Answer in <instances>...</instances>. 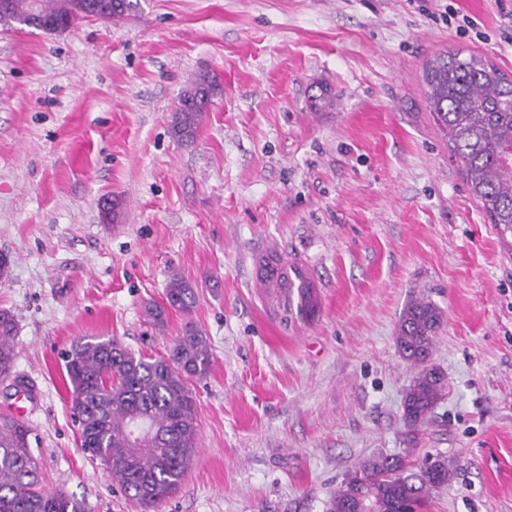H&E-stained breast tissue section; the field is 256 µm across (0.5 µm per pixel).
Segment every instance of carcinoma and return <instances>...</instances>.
Returning <instances> with one entry per match:
<instances>
[{
	"mask_svg": "<svg viewBox=\"0 0 512 512\" xmlns=\"http://www.w3.org/2000/svg\"><path fill=\"white\" fill-rule=\"evenodd\" d=\"M136 0H0V25H27L36 17L46 33L63 32L82 18L108 22L134 15ZM426 107L460 164L469 190L502 238L512 235V78L480 55L439 54L423 73ZM216 81L200 74L171 113L177 140H195L216 94ZM119 198L99 201L112 223ZM285 311L311 318L317 304L310 289H282ZM195 289L180 278L166 288L169 307L188 312ZM443 324L439 307L425 297L408 302L398 323L396 345L417 369L405 395L408 428L403 455H380L361 463L331 496L327 512H421L428 498L448 486L453 469L442 453L411 459V445L445 392V378L429 365ZM17 323L0 309V378L16 357ZM70 404L81 448L100 461L127 497L156 510L180 488L197 443L193 382L205 379L212 356L207 337L188 322L167 356L147 358L118 340L82 338L63 356ZM32 430L0 414V512H84L81 502L42 486L31 449Z\"/></svg>",
	"mask_w": 512,
	"mask_h": 512,
	"instance_id": "cac0c4a2",
	"label": "carcinoma"
}]
</instances>
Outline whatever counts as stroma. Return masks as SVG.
I'll use <instances>...</instances> for the list:
<instances>
[{
	"label": "stroma",
	"mask_w": 512,
	"mask_h": 512,
	"mask_svg": "<svg viewBox=\"0 0 512 512\" xmlns=\"http://www.w3.org/2000/svg\"><path fill=\"white\" fill-rule=\"evenodd\" d=\"M457 49L512 75V0H139L120 23L0 30V412L26 406L47 490L141 512L83 452L61 354L112 337L161 358L192 321L213 353L197 460L158 512H326L406 446L396 327L425 295L447 387L419 446L456 467L426 512H512V245L424 102V64ZM201 73L220 90L189 145L170 115ZM272 243L318 284L314 320L255 287ZM175 276L198 300L154 327ZM17 323L14 314L8 309H0V378L10 375L16 357L14 343Z\"/></svg>",
	"instance_id": "stroma-1"
}]
</instances>
